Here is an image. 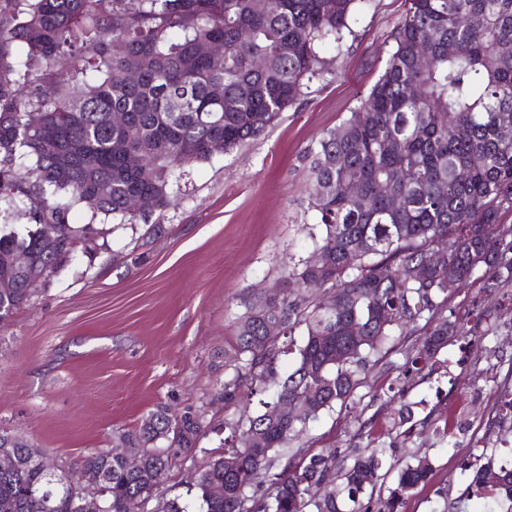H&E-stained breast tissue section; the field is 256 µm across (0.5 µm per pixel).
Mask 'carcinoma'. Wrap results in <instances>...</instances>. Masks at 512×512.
Listing matches in <instances>:
<instances>
[{"mask_svg":"<svg viewBox=\"0 0 512 512\" xmlns=\"http://www.w3.org/2000/svg\"><path fill=\"white\" fill-rule=\"evenodd\" d=\"M367 2L269 0L259 11L255 0H0V218L20 210L31 224L23 236L0 233V277L11 274L10 254L23 251L48 278L97 217L146 223L173 206L172 183L184 167L213 158L210 143L230 151L258 139L306 94L322 74V50H342ZM392 39L383 73L350 118L307 150L319 228L311 239L323 262L294 263L270 303L250 302L237 318L224 406L270 384L274 393L262 411L228 424L235 443L195 469L184 499L158 512H344L341 495L354 504L349 512H371L360 495L376 477L381 450L359 452L338 471L334 448L283 449L354 395L386 337L432 323L406 353L414 369L462 335L442 312L478 268L486 267L484 291L512 288V238L498 231L500 216L512 212V0H409ZM204 42L224 45L222 69L199 55ZM284 43L292 53H280ZM18 44L37 67L16 60ZM422 45L431 52L425 69L416 65ZM135 68L141 74L132 83ZM415 84L419 98L409 93ZM214 85L224 98L212 97ZM114 112L126 114V127L112 125ZM131 156L139 164H129ZM391 195L402 199L399 208L390 207ZM132 197L142 202L138 213L128 208ZM360 198L368 200L363 210L355 207ZM76 205L90 213L88 224L69 223ZM48 228L57 238L52 250L43 239ZM357 241L366 247L350 260ZM438 246L452 279L429 262ZM418 266L424 278L416 281L409 272ZM14 278L12 292L0 294V327L37 289L34 277ZM327 290L336 294L333 312L317 300ZM270 323L279 334H268ZM282 336L295 365L277 381ZM313 387L311 414L282 419L270 411ZM203 421L199 410L159 405L116 435L113 447L139 457L134 470L119 453L83 455L76 466L108 475L101 512H142L158 495V472L198 448ZM31 449L25 439L13 443L19 467L0 471V505L82 512L71 489L30 459ZM226 455L235 470L224 467ZM432 472L425 456L401 468L390 504L401 505ZM474 484L512 502V468L479 465Z\"/></svg>","mask_w":512,"mask_h":512,"instance_id":"carcinoma-1","label":"carcinoma"}]
</instances>
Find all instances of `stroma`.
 Returning a JSON list of instances; mask_svg holds the SVG:
<instances>
[{"label": "stroma", "instance_id": "1", "mask_svg": "<svg viewBox=\"0 0 512 512\" xmlns=\"http://www.w3.org/2000/svg\"><path fill=\"white\" fill-rule=\"evenodd\" d=\"M407 8V0H371L343 51H325L307 95L258 140L187 167L173 186L175 206L151 223L92 224L90 240L0 327V430L67 465L111 446L115 431L159 403L206 407L197 450L161 486L164 499L184 495L195 467L223 451L226 420L239 416L217 396L232 374L224 353L245 301L280 285L290 259L313 251L304 152L379 79ZM447 315L477 330L465 364L457 336L434 366L405 373V354L423 336H390L347 405L310 421L302 440L309 453L335 449L340 466L359 450L383 449L364 493L373 512H384L399 465L417 456L430 460L432 480L398 512H474L476 448L512 467V416L500 404L512 391V307L474 283L451 295Z\"/></svg>", "mask_w": 512, "mask_h": 512}]
</instances>
